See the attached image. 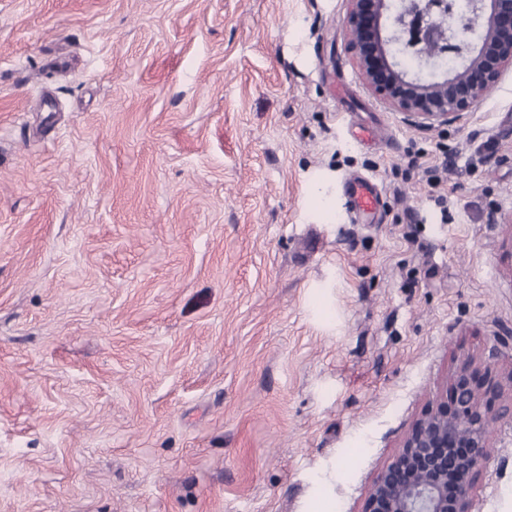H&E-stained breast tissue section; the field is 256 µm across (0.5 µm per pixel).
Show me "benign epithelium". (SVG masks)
Here are the masks:
<instances>
[{"label": "benign epithelium", "instance_id": "benign-epithelium-1", "mask_svg": "<svg viewBox=\"0 0 512 512\" xmlns=\"http://www.w3.org/2000/svg\"><path fill=\"white\" fill-rule=\"evenodd\" d=\"M342 20L356 66L381 102L411 124L447 126L494 88L512 68V0H471V7L444 32L418 13L403 30L393 0H347ZM481 31L480 43L436 80L427 81L398 59L403 36L414 46L460 53L457 29ZM512 412L494 413L481 402L470 363L450 378L446 399L430 406L406 435L402 449L378 474L365 512H471L469 492L488 453L486 428Z\"/></svg>", "mask_w": 512, "mask_h": 512}]
</instances>
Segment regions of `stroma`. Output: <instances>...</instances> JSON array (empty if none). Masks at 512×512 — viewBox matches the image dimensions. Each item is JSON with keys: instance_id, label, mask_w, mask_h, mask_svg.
I'll use <instances>...</instances> for the list:
<instances>
[{"instance_id": "1", "label": "stroma", "mask_w": 512, "mask_h": 512, "mask_svg": "<svg viewBox=\"0 0 512 512\" xmlns=\"http://www.w3.org/2000/svg\"><path fill=\"white\" fill-rule=\"evenodd\" d=\"M347 8L0 0V512H364L463 358L512 384V70L412 125ZM486 439L471 510L512 512ZM346 212L352 221L378 219L384 207L383 192L373 176L356 177L344 185Z\"/></svg>"}]
</instances>
